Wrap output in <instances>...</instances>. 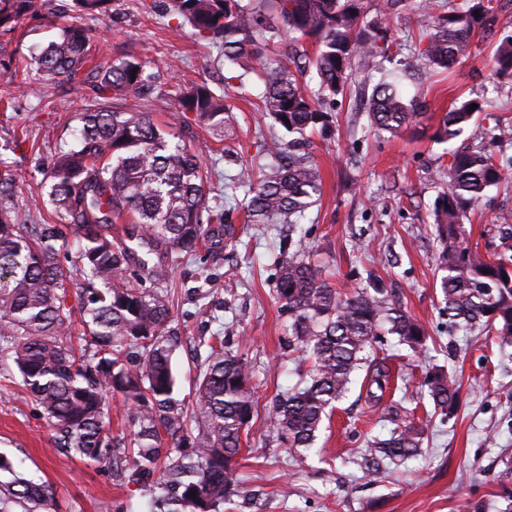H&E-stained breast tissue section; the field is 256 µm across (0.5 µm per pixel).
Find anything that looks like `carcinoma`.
Here are the masks:
<instances>
[{"instance_id":"cac0c4a2","label":"carcinoma","mask_w":512,"mask_h":512,"mask_svg":"<svg viewBox=\"0 0 512 512\" xmlns=\"http://www.w3.org/2000/svg\"><path fill=\"white\" fill-rule=\"evenodd\" d=\"M399 0H378L369 17L364 0H168V11L190 26L224 57L233 75L224 78V94L195 84L173 99L176 117L192 112L211 126L224 124L231 91L243 76L260 70L262 102L288 140L264 143L262 165L227 176L230 187L244 190L241 207L252 224H297L320 200L322 180L311 152L309 134L325 136L330 97L344 94L353 82L364 83L378 59L403 56L430 69H449L471 54L475 32L493 19L497 0H419L418 9L440 13L422 34L406 41L391 38L384 16ZM37 0H0V30L36 11ZM479 16H474V11ZM293 44L314 40L313 54L295 51L270 57L266 51L283 39ZM90 39L80 27L67 26L58 40L34 58L37 72L68 82L89 59ZM495 72L512 79V34L500 38ZM310 68L317 91L301 88L294 71ZM153 74L134 58L98 68L93 76L96 104L83 109L77 145L62 152L50 176L52 224H18L13 200L18 174L0 160V359L12 361L22 385L36 398L56 431L55 447L84 459L112 465L132 460L130 481L161 489L168 481L182 488L165 500L168 512H212L235 495L242 433L255 411L251 371L240 356L209 346L203 372L195 382L196 406L187 411L174 398L177 385L171 309L157 289L126 282L131 265L150 267L164 279L173 253L196 254L205 238L220 251L243 244L221 213L205 205L210 174L207 163L179 141L165 136L145 112H120L106 106L112 98L151 86ZM478 108L470 110V105ZM406 99L399 83L382 79L372 89L370 125L395 134L423 116ZM478 99L445 113L433 134L449 143L470 133L474 145L452 154L445 185L434 201V226L441 243L440 288L448 329L479 331L512 346V212L497 218L499 247L490 257L472 246L464 220L487 193L504 180L512 156L494 148L512 142V121L493 117L484 126ZM287 120H282V117ZM131 217L129 241L112 238V218ZM79 247L72 268L57 263V245L66 231ZM148 245L149 257L138 248ZM276 295L288 310V345L308 355L312 368L306 385L281 396L272 411V429L290 448H308L327 409L349 392L351 375L362 353L378 337L393 335L419 352L427 332L402 307L387 299L377 275L369 284L346 292L325 277L311 252L288 240L280 246ZM78 287L83 344L72 343L67 301ZM390 370L383 360L372 368V397L385 393ZM425 385L435 410L455 413L460 384L451 373L429 369ZM118 393L128 406L133 438L112 435L106 399ZM424 430L416 425L394 429L371 442L365 476L377 480L385 460L418 455ZM191 449L189 461L166 464L168 448ZM195 497H189V492ZM53 494L45 483L18 473L0 455V512H49Z\"/></svg>"}]
</instances>
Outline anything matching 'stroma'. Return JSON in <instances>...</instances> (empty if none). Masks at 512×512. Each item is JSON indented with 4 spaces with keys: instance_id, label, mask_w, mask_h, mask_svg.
Wrapping results in <instances>:
<instances>
[{
    "instance_id": "stroma-1",
    "label": "stroma",
    "mask_w": 512,
    "mask_h": 512,
    "mask_svg": "<svg viewBox=\"0 0 512 512\" xmlns=\"http://www.w3.org/2000/svg\"><path fill=\"white\" fill-rule=\"evenodd\" d=\"M494 22L473 36L472 53L460 65L403 78L408 96L421 104L420 124L400 133H377L366 104L370 89L351 86L331 111L330 137L312 135L320 167V200L296 227L248 224L242 191L224 185L225 175L255 160L263 142L279 130L266 115L259 74L245 77L233 99L228 124L220 131L186 114L172 121V98L190 83L223 93L226 70L218 51L162 10L142 0H111L102 17L87 16L76 0H48L36 15L21 17L0 33V89L10 106L0 108V159L22 180L13 216L20 224L51 217L47 178L60 151L76 143L80 115L94 94L90 83L47 80L28 61L67 26L89 30L95 63L119 59L146 62L155 76L147 94L111 100L112 109L142 111L171 128L215 174L206 202L223 212L244 250L213 251L202 241L193 258L170 257L166 280L130 267L134 286L161 287L182 332L173 354L178 397L192 401L200 338L219 341L225 351L247 359L254 376L256 412L238 456V497L221 512H512V481L502 479L504 456H512V347L499 350L479 333L449 332L435 267L440 243L433 203L443 187L442 172L454 144L432 135L445 112L466 99L489 102L491 112L512 118V81L494 74L499 38L512 34V0H500ZM512 210V187L491 190L471 216L470 240L493 253L499 242L495 217ZM329 260L341 288H362L376 273L399 303L427 329L424 352L416 353L387 335L366 349L369 359H386L397 389L376 404L367 397L366 368L352 374L347 396L324 418L307 453L287 448L269 425L279 395L307 379L310 364L288 349V315L277 299L279 241L287 235ZM454 372L460 380L456 416L443 421L423 384L429 367ZM425 428L420 456L388 465L369 481L360 454L392 424ZM0 453L18 470L41 479L53 492L56 512H157L155 495L128 482V467L106 468L56 449L54 431L41 407L20 385L16 368L0 360Z\"/></svg>"
}]
</instances>
